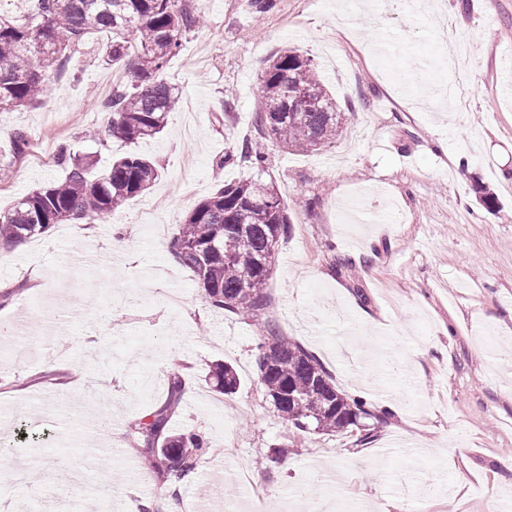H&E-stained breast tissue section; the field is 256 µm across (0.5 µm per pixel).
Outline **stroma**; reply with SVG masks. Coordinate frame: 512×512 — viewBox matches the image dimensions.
Masks as SVG:
<instances>
[{
  "instance_id": "obj_1",
  "label": "stroma",
  "mask_w": 512,
  "mask_h": 512,
  "mask_svg": "<svg viewBox=\"0 0 512 512\" xmlns=\"http://www.w3.org/2000/svg\"><path fill=\"white\" fill-rule=\"evenodd\" d=\"M195 5L204 26L163 72L180 106L155 137L104 146L85 137L106 119V32L69 53L42 105L0 112V162L13 169L0 183L2 210L62 178L52 159L62 142L98 172L128 151L158 169L115 222L86 233L58 224L0 252V287L14 289L0 327L26 303L38 336L0 344V435L10 460L31 462L21 482L0 469V504L45 512L76 469L70 512L105 484L113 498L100 512H114L117 497L125 512L163 500L161 474L134 485L122 461L141 458L133 426L165 400L176 368L186 392L168 430L196 428L210 442L181 502L249 512L250 484L285 512H512V0H407L400 13L374 0L363 14L336 0H269L261 14L254 0ZM443 24L466 44L459 63L436 44ZM285 48L313 59L346 120L317 152L266 151L291 221L268 315L380 415L365 445L355 432L292 433L259 388L253 320L214 313L166 245L140 234L163 220L178 227L218 184L253 175L215 162L256 134L261 75ZM18 130L50 161L12 157ZM479 186L496 207H484ZM117 237L127 242L118 259ZM176 288L185 299L172 308ZM408 357L410 378L389 375ZM218 364L237 372L235 394L213 387ZM282 446L287 455L273 458ZM220 465L245 483L217 484Z\"/></svg>"
}]
</instances>
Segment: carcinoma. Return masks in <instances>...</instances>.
I'll return each mask as SVG.
<instances>
[{
  "mask_svg": "<svg viewBox=\"0 0 512 512\" xmlns=\"http://www.w3.org/2000/svg\"><path fill=\"white\" fill-rule=\"evenodd\" d=\"M28 2L23 22L0 15V111L41 104L67 53L91 31L103 30L112 33L107 58L122 65L131 81L113 87L112 97L101 103L107 121L94 139L132 143L162 130L179 101L163 71L183 40L204 23L193 0ZM259 97L257 127L263 139L305 152L336 140L344 113L311 58L290 48L277 53L264 70ZM237 157L257 168L259 176L226 182L197 203L171 241L172 259L193 273L214 311L246 313L262 324L256 345L258 383L293 432L357 427L372 417L366 402L340 392L316 357L284 336L266 315L267 283L290 218L274 182L262 178L265 152L246 139ZM56 161L64 168L63 180L34 189L0 211V245L37 238L57 224L105 223L158 178L154 164L134 153L115 158L97 175L90 158L68 145L57 147ZM213 376L226 395L239 388V376L228 364L216 366ZM184 391L180 371L170 373L165 401L134 425L145 465L164 474L165 490L175 498V488L209 448L199 432L165 434Z\"/></svg>",
  "mask_w": 512,
  "mask_h": 512,
  "instance_id": "carcinoma-1",
  "label": "carcinoma"
}]
</instances>
